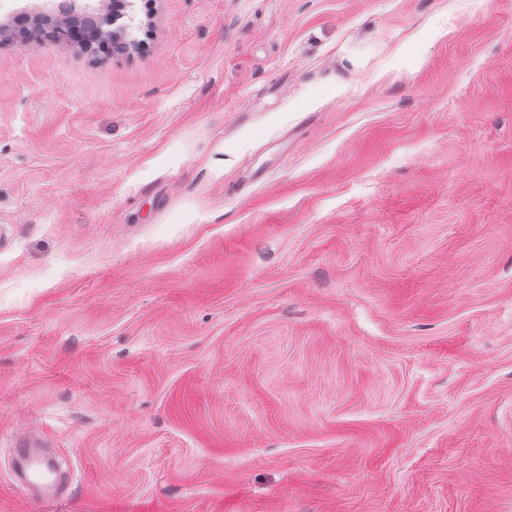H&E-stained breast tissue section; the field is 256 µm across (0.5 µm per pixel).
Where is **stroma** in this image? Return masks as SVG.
<instances>
[{
    "label": "stroma",
    "instance_id": "stroma-1",
    "mask_svg": "<svg viewBox=\"0 0 512 512\" xmlns=\"http://www.w3.org/2000/svg\"><path fill=\"white\" fill-rule=\"evenodd\" d=\"M138 6L0 35V512H512V0Z\"/></svg>",
    "mask_w": 512,
    "mask_h": 512
}]
</instances>
